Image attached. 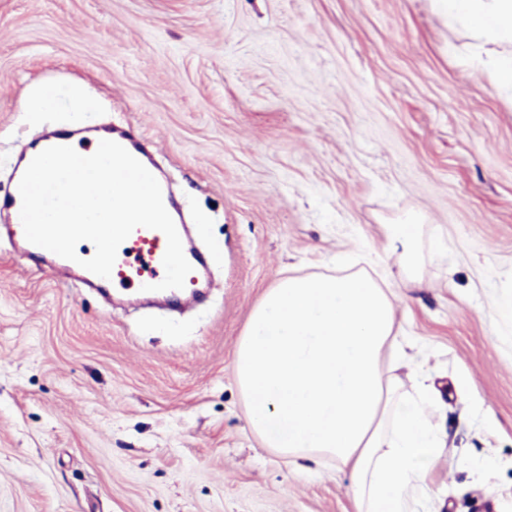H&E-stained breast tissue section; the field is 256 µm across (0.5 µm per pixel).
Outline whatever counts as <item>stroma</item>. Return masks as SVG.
<instances>
[{
    "instance_id": "stroma-1",
    "label": "stroma",
    "mask_w": 512,
    "mask_h": 512,
    "mask_svg": "<svg viewBox=\"0 0 512 512\" xmlns=\"http://www.w3.org/2000/svg\"><path fill=\"white\" fill-rule=\"evenodd\" d=\"M511 47L436 0H0V197L47 124L130 125L214 281L163 314L0 238V512H354L334 462L252 436L234 345L281 269L385 265L408 212L423 285L396 317L446 442L418 512H512Z\"/></svg>"
}]
</instances>
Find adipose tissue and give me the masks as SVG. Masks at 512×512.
Returning a JSON list of instances; mask_svg holds the SVG:
<instances>
[{
  "label": "adipose tissue",
  "mask_w": 512,
  "mask_h": 512,
  "mask_svg": "<svg viewBox=\"0 0 512 512\" xmlns=\"http://www.w3.org/2000/svg\"><path fill=\"white\" fill-rule=\"evenodd\" d=\"M482 35L512 40V0H445ZM422 215L383 225L394 265L378 274L281 276L253 309L234 351L251 433L295 465L349 470L356 512H413L441 454L425 408L427 378L396 319L391 279L419 275ZM407 367L416 394L394 374Z\"/></svg>",
  "instance_id": "ef3b65f1"
}]
</instances>
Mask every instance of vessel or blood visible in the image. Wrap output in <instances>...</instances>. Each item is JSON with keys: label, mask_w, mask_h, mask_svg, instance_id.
I'll use <instances>...</instances> for the list:
<instances>
[{"label": "vessel or blood", "mask_w": 512, "mask_h": 512, "mask_svg": "<svg viewBox=\"0 0 512 512\" xmlns=\"http://www.w3.org/2000/svg\"><path fill=\"white\" fill-rule=\"evenodd\" d=\"M112 140L122 145L136 159L144 154L136 138L129 132H113L111 128L76 124L64 129L45 130L18 158L15 164L16 175H23L31 160L44 149L51 146L79 145L82 150L97 148L100 141ZM21 196L19 191L0 197V210L11 218L5 231L14 241L17 251L24 256H40L54 271L68 279L79 282L87 288H98L108 284L120 287L142 288L163 280L165 270L163 256L167 248L165 235L158 230L139 227L120 245L110 278H102L84 269L79 264L62 258L53 252L29 243L24 235L20 219ZM177 231L182 241L183 251L192 270L188 274L183 288L174 290L173 295L183 301H191L199 289L211 287L208 277V260L203 253L190 242L187 225H178Z\"/></svg>", "instance_id": "1"}]
</instances>
